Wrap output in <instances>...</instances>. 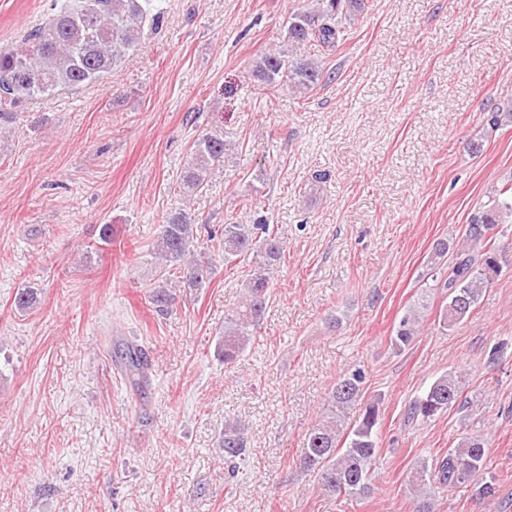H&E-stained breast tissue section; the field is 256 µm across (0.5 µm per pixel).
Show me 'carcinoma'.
<instances>
[{"label": "carcinoma", "instance_id": "carcinoma-1", "mask_svg": "<svg viewBox=\"0 0 512 512\" xmlns=\"http://www.w3.org/2000/svg\"><path fill=\"white\" fill-rule=\"evenodd\" d=\"M163 0H53L46 21L31 29L20 45L0 47V123L14 119L11 109L40 100L49 102L62 92H77L97 83L112 72L123 59L139 50L142 42L156 33L162 22ZM368 0H313V7L298 10L288 19V44L293 47L317 42L335 47L344 39L347 24L364 13ZM255 76L265 88L288 84L297 91L311 90L325 79L314 61L292 57L281 51H268L256 61ZM229 142L224 131L214 130L198 137L191 146L179 195L188 198L202 192L212 170L224 163ZM194 213L182 208L161 225L152 251L160 259V285L151 304L162 313L175 300L168 289L170 272L180 273L185 285L195 288L205 282L209 262L187 260L193 253L198 225ZM500 224H512V184L494 189L488 203L470 220L466 243L450 249L441 240L433 247L425 290L446 292V304L440 314V326L451 328L469 317L483 289L501 273L498 261L497 233ZM208 252L224 256L232 263L249 255L254 270L244 284L238 305L224 315V331L217 338V355L229 364L245 351L257 333L269 298L264 270L277 260L281 241L266 221L251 224L232 221L224 232L208 237ZM448 261V275L442 277L441 260ZM37 291L19 290L15 309L29 312L36 308ZM420 311L403 315L390 336L391 346L401 351L418 335ZM127 379L134 386L147 380L148 363L144 352L128 343L119 354ZM365 372L357 367L346 372L332 391L322 419L308 430L299 467L313 471L326 490L347 500H360L371 493V470L379 452L380 399L363 400ZM462 397L460 376L445 374L436 378L416 397L409 418L428 421L448 411ZM363 401L362 412L349 426L346 410ZM224 462L231 470L245 460L247 437L238 423L224 426L220 441ZM488 444L482 435H465L433 466L421 464L410 476L415 512H434L432 488L453 489L470 485L488 498L493 484L485 479Z\"/></svg>", "mask_w": 512, "mask_h": 512}]
</instances>
